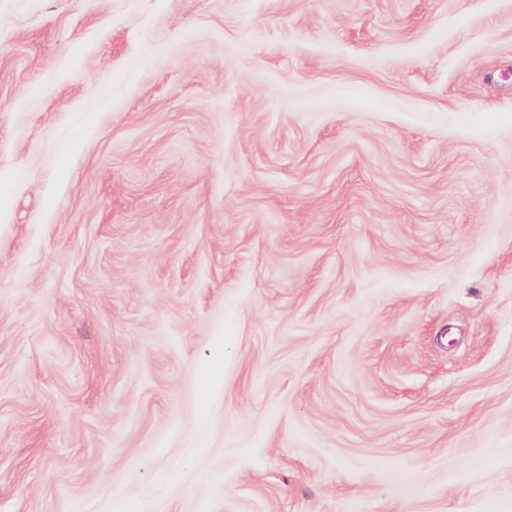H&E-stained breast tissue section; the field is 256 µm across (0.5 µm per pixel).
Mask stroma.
Segmentation results:
<instances>
[{"mask_svg":"<svg viewBox=\"0 0 512 512\" xmlns=\"http://www.w3.org/2000/svg\"><path fill=\"white\" fill-rule=\"evenodd\" d=\"M0 512H512V0H0Z\"/></svg>","mask_w":512,"mask_h":512,"instance_id":"obj_1","label":"stroma"}]
</instances>
